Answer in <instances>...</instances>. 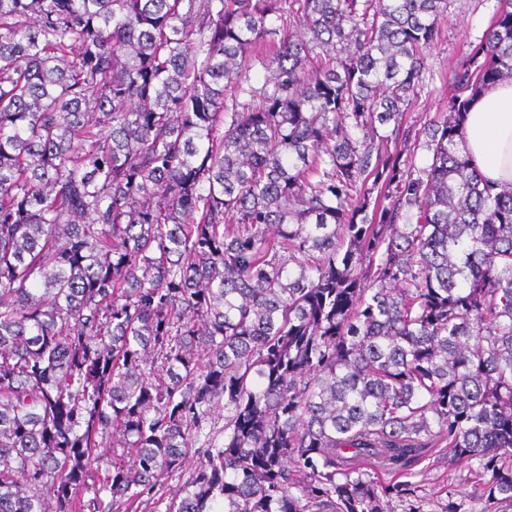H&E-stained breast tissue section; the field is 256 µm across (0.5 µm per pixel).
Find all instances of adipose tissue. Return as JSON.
<instances>
[{
	"instance_id": "1",
	"label": "adipose tissue",
	"mask_w": 512,
	"mask_h": 512,
	"mask_svg": "<svg viewBox=\"0 0 512 512\" xmlns=\"http://www.w3.org/2000/svg\"><path fill=\"white\" fill-rule=\"evenodd\" d=\"M465 148L482 175L496 183L512 182V82L487 89L466 120Z\"/></svg>"
}]
</instances>
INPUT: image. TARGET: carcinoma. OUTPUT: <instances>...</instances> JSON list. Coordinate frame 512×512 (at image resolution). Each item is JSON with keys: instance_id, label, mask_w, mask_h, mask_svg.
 I'll return each mask as SVG.
<instances>
[{"instance_id": "1", "label": "carcinoma", "mask_w": 512, "mask_h": 512, "mask_svg": "<svg viewBox=\"0 0 512 512\" xmlns=\"http://www.w3.org/2000/svg\"><path fill=\"white\" fill-rule=\"evenodd\" d=\"M498 3L418 128L446 0H0V512H137L197 444L165 512H384L425 438L512 512ZM465 149L491 182H512V82L487 89L466 120Z\"/></svg>"}]
</instances>
